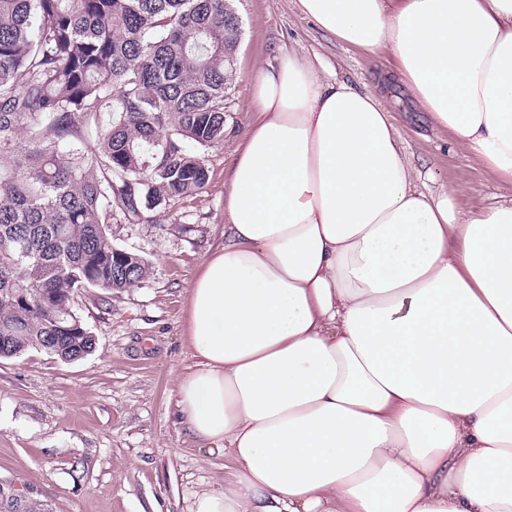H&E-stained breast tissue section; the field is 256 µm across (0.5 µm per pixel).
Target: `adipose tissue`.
<instances>
[{
  "label": "adipose tissue",
  "instance_id": "ef3b65f1",
  "mask_svg": "<svg viewBox=\"0 0 512 512\" xmlns=\"http://www.w3.org/2000/svg\"><path fill=\"white\" fill-rule=\"evenodd\" d=\"M296 8L394 67L360 89L284 46L253 73L182 327L176 416L225 459L190 512H512V198L420 190L384 101L512 185V0Z\"/></svg>",
  "mask_w": 512,
  "mask_h": 512
}]
</instances>
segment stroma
Returning a JSON list of instances; mask_svg holds the SVG:
<instances>
[{"label": "stroma", "mask_w": 512, "mask_h": 512, "mask_svg": "<svg viewBox=\"0 0 512 512\" xmlns=\"http://www.w3.org/2000/svg\"><path fill=\"white\" fill-rule=\"evenodd\" d=\"M242 21L236 80L225 99L224 141L203 153L209 179L199 194L118 220L115 244L146 258L151 276L101 300L85 292L72 307L95 337V352L63 362L32 349L0 358V479L22 483L50 512H189L197 491L221 482L223 455L204 448L174 415L176 375L190 363L182 322L187 289L209 250L222 243L224 180L255 119L252 75L273 47L298 44L355 85L392 65L339 43L297 11L294 0H234ZM397 132L434 191L463 187L459 207L479 212L512 197L490 170L460 152L401 88L386 96Z\"/></svg>", "instance_id": "stroma-1"}]
</instances>
